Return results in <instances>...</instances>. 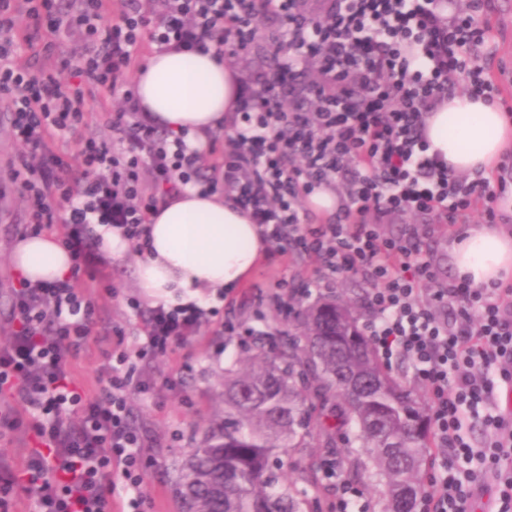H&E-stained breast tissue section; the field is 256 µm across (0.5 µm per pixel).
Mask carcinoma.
Returning a JSON list of instances; mask_svg holds the SVG:
<instances>
[{
	"label": "carcinoma",
	"mask_w": 512,
	"mask_h": 512,
	"mask_svg": "<svg viewBox=\"0 0 512 512\" xmlns=\"http://www.w3.org/2000/svg\"><path fill=\"white\" fill-rule=\"evenodd\" d=\"M301 334L253 337L224 368L223 415L209 423L177 479L183 512H302L296 484L280 482L281 456L307 451L309 420L326 446L348 428L359 444L343 469L379 480L386 512H414L427 444L411 390L376 358L351 309L325 301L298 313Z\"/></svg>",
	"instance_id": "cac0c4a2"
}]
</instances>
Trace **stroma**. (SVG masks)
I'll list each match as a JSON object with an SVG mask.
<instances>
[{
  "instance_id": "stroma-1",
  "label": "stroma",
  "mask_w": 512,
  "mask_h": 512,
  "mask_svg": "<svg viewBox=\"0 0 512 512\" xmlns=\"http://www.w3.org/2000/svg\"><path fill=\"white\" fill-rule=\"evenodd\" d=\"M487 19L497 39L482 47L479 64L485 77L494 84L499 100L512 106V0H491ZM25 212V201L11 189L0 192V342L10 333L5 316L10 290L18 284L10 256L21 235ZM409 226L418 229L424 248L433 259L438 281L454 280L450 250L462 230L461 225L436 224L424 215H399L385 225L384 231L397 235ZM139 259V254L131 248L122 257L112 258L108 270L111 291L100 288L91 291L100 308V321L86 349L73 358L74 377L89 395L99 392V371L117 337H124L130 346L144 334V316L127 305L128 298L138 293L134 280ZM368 288L363 277L350 276L321 285L320 292L323 298L348 305L360 325L366 327L376 318L366 304ZM241 352V347L225 344L218 324L214 323L205 327L201 337L187 347L139 362L142 377L156 385L151 395L130 396L133 424L147 429L153 438L146 476L149 512H181L175 486L176 470L192 448L200 445L208 422L219 415V377L225 361ZM350 451V444L341 439L334 449L316 444L303 458L285 462L284 475L305 491L304 512H327L329 495L321 463L331 453L347 459Z\"/></svg>"
}]
</instances>
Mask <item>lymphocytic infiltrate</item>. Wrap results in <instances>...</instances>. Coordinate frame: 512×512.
Masks as SVG:
<instances>
[{
  "instance_id": "f902f5d3",
  "label": "lymphocytic infiltrate",
  "mask_w": 512,
  "mask_h": 512,
  "mask_svg": "<svg viewBox=\"0 0 512 512\" xmlns=\"http://www.w3.org/2000/svg\"><path fill=\"white\" fill-rule=\"evenodd\" d=\"M0 0V102L17 151L8 167L27 199L26 234L61 224L72 260L68 278L21 282L13 291V332L0 345V435L21 432L30 446L21 470L0 458V512L27 499L31 512H145L152 440L130 419L131 393H151L137 358L173 353L194 341L210 313L194 302L149 308L137 353L116 340L101 373V397L75 381L72 356L85 348L99 314L88 296L109 259L95 227H118L145 251L159 198L186 189L221 193L247 213L271 256L315 260L338 280L371 284L372 346L406 362L424 387L436 439L419 512H512V415L497 391L512 388V285L476 288L436 282L415 228L391 236L401 213L458 223L483 204L494 223L498 191L483 178L450 171L429 152L426 120L458 81L491 99L476 49L489 0ZM280 27L263 34L265 18ZM71 33L80 42L67 80L17 60L21 44ZM265 40L269 73L240 78L233 131L205 150L160 130L139 111L128 77L143 46L238 55ZM108 109L111 138H84L89 95ZM79 136L77 177L51 152L58 135ZM341 188L332 219L305 202ZM484 444L475 447L474 428Z\"/></svg>"
}]
</instances>
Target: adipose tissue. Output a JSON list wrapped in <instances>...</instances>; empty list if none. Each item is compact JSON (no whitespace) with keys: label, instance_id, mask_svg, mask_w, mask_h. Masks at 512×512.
<instances>
[{"label":"adipose tissue","instance_id":"1","mask_svg":"<svg viewBox=\"0 0 512 512\" xmlns=\"http://www.w3.org/2000/svg\"><path fill=\"white\" fill-rule=\"evenodd\" d=\"M239 92L234 71L215 55L176 48L149 56L134 80L145 115L193 145L224 125ZM430 153L440 154L458 174L491 177L512 149V117L497 103L455 94L431 112L425 127ZM151 245L137 264L135 286L150 303L176 305L216 296L244 283L267 244L250 218L218 194L185 190L150 215ZM457 277L478 288L512 278V234L486 225L458 236L451 251ZM12 264L36 283L67 278L69 254L54 235L20 237Z\"/></svg>","mask_w":512,"mask_h":512}]
</instances>
